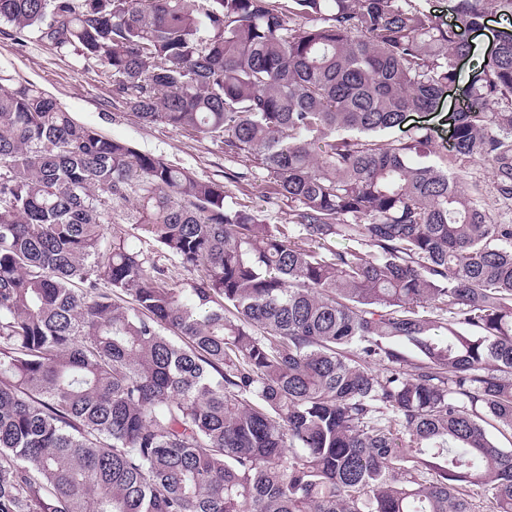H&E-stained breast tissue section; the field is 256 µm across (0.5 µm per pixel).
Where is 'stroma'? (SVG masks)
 I'll list each match as a JSON object with an SVG mask.
<instances>
[{
  "mask_svg": "<svg viewBox=\"0 0 512 512\" xmlns=\"http://www.w3.org/2000/svg\"><path fill=\"white\" fill-rule=\"evenodd\" d=\"M10 32V25H0V84H34L77 121L138 150L162 156L198 178L221 182L228 202L263 211L270 223H287L288 204L274 198L264 172L251 168L243 158L225 154L222 145L204 135L140 122L113 101L100 64L45 42L17 44Z\"/></svg>",
  "mask_w": 512,
  "mask_h": 512,
  "instance_id": "obj_1",
  "label": "stroma"
}]
</instances>
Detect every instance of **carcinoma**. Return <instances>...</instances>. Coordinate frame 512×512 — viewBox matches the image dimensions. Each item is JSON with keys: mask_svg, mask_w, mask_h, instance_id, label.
I'll return each instance as SVG.
<instances>
[{"mask_svg": "<svg viewBox=\"0 0 512 512\" xmlns=\"http://www.w3.org/2000/svg\"><path fill=\"white\" fill-rule=\"evenodd\" d=\"M448 2L0 0L288 200L0 86V512H512V0ZM460 91L453 90L447 93L448 96L443 98V105H441L438 112L423 113V112H409L406 121L399 128H394L391 131L393 137H402L414 125L429 124L435 128L436 131V148L441 154L448 153V109L460 98ZM446 146V147H444Z\"/></svg>", "mask_w": 512, "mask_h": 512, "instance_id": "carcinoma-1", "label": "carcinoma"}]
</instances>
